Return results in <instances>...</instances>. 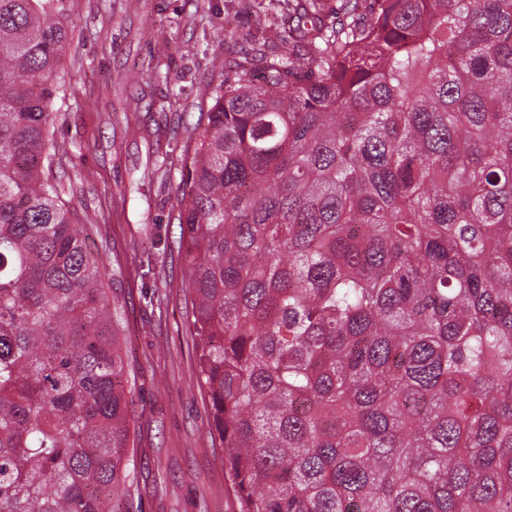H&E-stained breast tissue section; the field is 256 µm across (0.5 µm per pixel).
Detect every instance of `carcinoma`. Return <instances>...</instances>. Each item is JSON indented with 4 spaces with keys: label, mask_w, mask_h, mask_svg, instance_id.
Masks as SVG:
<instances>
[{
    "label": "carcinoma",
    "mask_w": 512,
    "mask_h": 512,
    "mask_svg": "<svg viewBox=\"0 0 512 512\" xmlns=\"http://www.w3.org/2000/svg\"><path fill=\"white\" fill-rule=\"evenodd\" d=\"M250 0L182 179L239 512H512V0ZM62 0H0V512H123L125 364L59 204Z\"/></svg>",
    "instance_id": "1"
}]
</instances>
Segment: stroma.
Returning a JSON list of instances; mask_svg holds the SVG:
<instances>
[{
    "label": "stroma",
    "mask_w": 512,
    "mask_h": 512,
    "mask_svg": "<svg viewBox=\"0 0 512 512\" xmlns=\"http://www.w3.org/2000/svg\"><path fill=\"white\" fill-rule=\"evenodd\" d=\"M55 100L61 199L103 260L128 373L140 512H238L200 388L178 221L194 127L228 62L287 27L239 0H64Z\"/></svg>",
    "instance_id": "stroma-1"
}]
</instances>
